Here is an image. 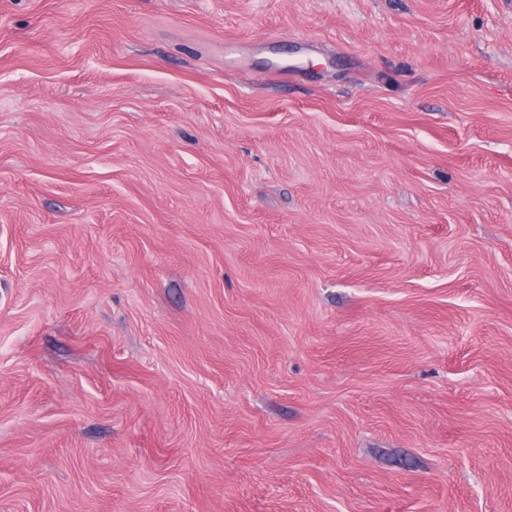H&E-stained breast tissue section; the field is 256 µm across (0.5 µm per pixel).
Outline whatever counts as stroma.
Instances as JSON below:
<instances>
[{"label": "stroma", "instance_id": "obj_1", "mask_svg": "<svg viewBox=\"0 0 512 512\" xmlns=\"http://www.w3.org/2000/svg\"><path fill=\"white\" fill-rule=\"evenodd\" d=\"M0 512H512V0H0Z\"/></svg>", "mask_w": 512, "mask_h": 512}]
</instances>
